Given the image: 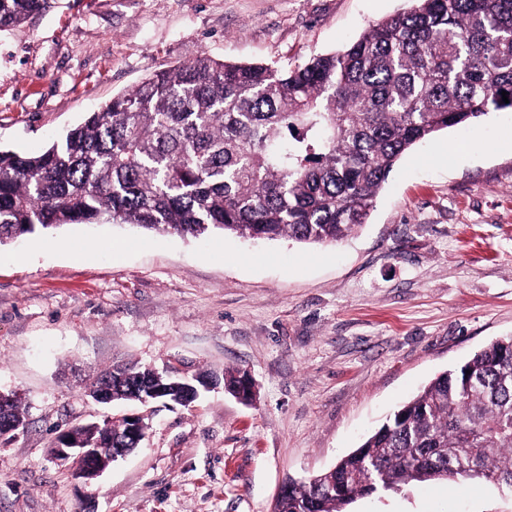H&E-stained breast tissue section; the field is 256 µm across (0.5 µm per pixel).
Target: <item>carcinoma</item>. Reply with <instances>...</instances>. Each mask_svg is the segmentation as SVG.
Segmentation results:
<instances>
[{"label":"carcinoma","instance_id":"carcinoma-1","mask_svg":"<svg viewBox=\"0 0 512 512\" xmlns=\"http://www.w3.org/2000/svg\"><path fill=\"white\" fill-rule=\"evenodd\" d=\"M51 0H0V31ZM508 102H503L502 92ZM512 112V0H412L343 50L288 68L207 55L90 112L39 155L0 149V245L69 224L334 244L366 223L396 163L437 132ZM90 393L130 400L136 364ZM123 443L126 420L75 427ZM512 490V336L436 376L332 469L289 481L282 512H345L358 496L447 480Z\"/></svg>","mask_w":512,"mask_h":512}]
</instances>
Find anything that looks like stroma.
Masks as SVG:
<instances>
[{"label": "stroma", "mask_w": 512, "mask_h": 512, "mask_svg": "<svg viewBox=\"0 0 512 512\" xmlns=\"http://www.w3.org/2000/svg\"><path fill=\"white\" fill-rule=\"evenodd\" d=\"M409 0H54L0 31V148L37 153L112 96L201 55L296 67ZM512 336V112L404 155L345 241L146 233L75 224L0 246V512H272L400 404ZM122 363L247 371L186 405L103 404ZM144 410L139 448L93 481L51 455L72 427ZM348 512H512V490L434 483ZM239 370H227L224 372V387H233L238 384V386L230 393L235 395L238 399L242 401H250L253 397V383L250 381L249 377L246 373H241ZM240 375V380H239ZM250 385V386H249ZM252 388V389H250Z\"/></svg>", "instance_id": "35a3bbf8"}]
</instances>
